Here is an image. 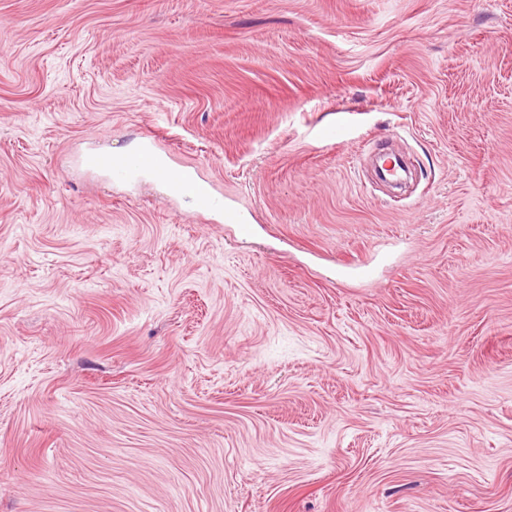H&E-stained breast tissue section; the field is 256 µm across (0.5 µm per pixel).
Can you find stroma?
<instances>
[{
  "mask_svg": "<svg viewBox=\"0 0 512 512\" xmlns=\"http://www.w3.org/2000/svg\"><path fill=\"white\" fill-rule=\"evenodd\" d=\"M0 512H512V0H0ZM162 161L148 142L129 155L95 153L85 158L87 166L107 175L112 182H127L137 176L154 174L165 177L173 193L187 195L200 212H224L223 200L217 197L207 184L197 181L188 174L173 171L167 164V167H164Z\"/></svg>",
  "mask_w": 512,
  "mask_h": 512,
  "instance_id": "stroma-1",
  "label": "stroma"
}]
</instances>
